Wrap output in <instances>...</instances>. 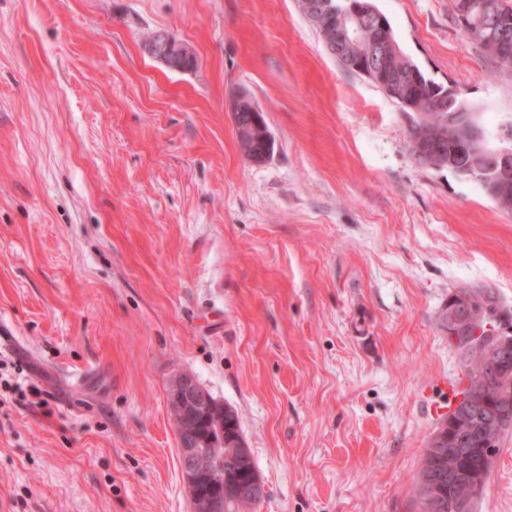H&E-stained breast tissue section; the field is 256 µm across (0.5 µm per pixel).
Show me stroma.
<instances>
[{"mask_svg": "<svg viewBox=\"0 0 512 512\" xmlns=\"http://www.w3.org/2000/svg\"><path fill=\"white\" fill-rule=\"evenodd\" d=\"M373 2L498 143L512 70L453 0ZM159 29L195 70L143 53ZM409 128L297 0H0V512H193L185 370L239 415L255 512H416L430 404L464 376L443 309L469 288L512 319V213ZM476 512H512V428ZM236 126L237 139L241 151L251 161L258 163L265 159L270 152L273 142L266 122H264L263 111L246 91L236 92L230 103ZM245 108L248 112H241ZM247 121L250 112V118Z\"/></svg>", "mask_w": 512, "mask_h": 512, "instance_id": "obj_1", "label": "stroma"}]
</instances>
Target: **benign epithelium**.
Instances as JSON below:
<instances>
[{
  "instance_id": "7a95c632",
  "label": "benign epithelium",
  "mask_w": 512,
  "mask_h": 512,
  "mask_svg": "<svg viewBox=\"0 0 512 512\" xmlns=\"http://www.w3.org/2000/svg\"><path fill=\"white\" fill-rule=\"evenodd\" d=\"M362 7L351 2L336 11V34H328L326 47L340 61L354 65L337 51L348 36L355 33L353 22L358 20ZM474 37L487 40L497 56L512 60V26L507 22L486 29L481 25L468 26ZM143 52L165 68L186 72L197 65L194 50L177 40L165 30L142 44ZM379 75L386 85L399 96V101L408 104V88L402 74L386 65L380 66ZM241 151L251 161L258 163L270 152L273 142L263 113L252 96L245 91L236 92L230 103ZM247 109L250 118L241 121L240 111ZM448 145L468 153L469 163L460 171L466 178L481 182L488 194L506 211H512V145L493 147L489 145L485 131L475 122L472 113L460 108L448 114V128L444 129ZM443 155L437 141H426L419 145L418 156L434 164ZM443 323L448 331V340L467 355L478 359L483 367L481 376L468 383L469 393L459 399L450 414L439 423L429 441V463L418 478V494L435 501L441 512H446V503L438 498L439 490L445 486H463L466 492L455 497L453 512H469L470 503L485 489V470L480 464L493 457L494 447L505 419L512 416V376L501 370V361L512 350L509 340L497 334L484 309L473 296L454 294L448 297L443 314ZM493 390V398L499 411L492 416L483 414L486 390ZM167 403L170 410L184 418H198L209 427H216L221 441L237 449L233 464L235 472L248 473V449L235 426L236 412L221 406L197 382L195 376L184 371L169 384ZM475 433L484 439V447L469 448V434ZM180 472L194 506V512H224V459H212L201 450L204 440L195 433V428L179 422L177 426ZM241 498H260L267 495L263 481L250 478L246 482L229 485Z\"/></svg>"
}]
</instances>
